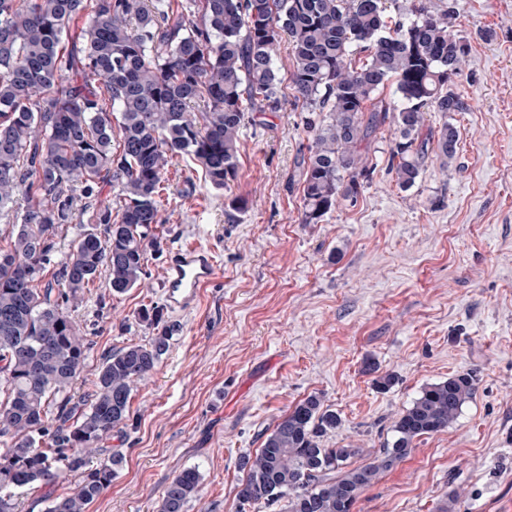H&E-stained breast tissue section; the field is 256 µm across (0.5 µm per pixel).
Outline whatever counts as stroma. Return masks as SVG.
<instances>
[{
  "mask_svg": "<svg viewBox=\"0 0 512 512\" xmlns=\"http://www.w3.org/2000/svg\"><path fill=\"white\" fill-rule=\"evenodd\" d=\"M471 45L452 84L464 109L452 158L428 154L415 185L396 183L393 122L376 133L356 201L302 221L297 163L312 136L287 81L292 45L277 47L282 106L254 113L240 136L238 178L218 190L189 158L170 164L157 246L146 275L112 295L106 275L75 317L90 342L77 401L104 357L142 343L140 309L158 306L172 329L156 373L139 384L130 421L105 441L123 462L88 512H154L183 468L201 490L188 512H284L241 507V456L297 402L317 394L341 424L322 439L368 463L421 389L475 373L473 398L447 430L364 488L354 512H512V0H454ZM244 200L243 210L232 208ZM212 246L213 281L188 312L168 309L163 279L173 241ZM395 378L388 389L380 376Z\"/></svg>",
  "mask_w": 512,
  "mask_h": 512,
  "instance_id": "35a3bbf8",
  "label": "stroma"
}]
</instances>
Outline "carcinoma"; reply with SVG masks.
<instances>
[{"label": "carcinoma", "instance_id": "carcinoma-1", "mask_svg": "<svg viewBox=\"0 0 512 512\" xmlns=\"http://www.w3.org/2000/svg\"><path fill=\"white\" fill-rule=\"evenodd\" d=\"M455 14L423 0H0V218L18 195L27 200L20 223L0 228V512H20L25 492L51 489L69 473L80 475L77 487L48 493L46 512H87L112 485L121 458H94L127 426L135 385L156 372L171 336L159 327V307L144 308L138 320L155 335L108 355L82 408L72 390L90 343L72 311L103 268L114 296L140 285L174 158L197 162L217 189L237 179L241 129L251 113L279 107L282 35L292 43L293 97L312 133L300 183L303 223L315 224L357 198L370 138L387 119L398 131L390 159L402 188L416 183L428 152L456 153L454 125L423 132L426 113L463 111L451 82L470 43ZM81 16L88 28L79 57L63 41ZM390 81L401 104L367 110ZM199 100L205 111L197 113ZM111 181L124 200L115 214L99 200ZM84 213L90 225L49 272L56 236ZM475 392L471 373L423 387L392 440L350 469L358 449L322 447L340 419L310 395L241 457L240 506L285 500L287 512H353L364 488L417 438L452 426ZM200 485L198 468L180 471L156 512H187Z\"/></svg>", "mask_w": 512, "mask_h": 512}]
</instances>
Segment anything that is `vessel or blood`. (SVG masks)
Wrapping results in <instances>:
<instances>
[{"mask_svg":"<svg viewBox=\"0 0 512 512\" xmlns=\"http://www.w3.org/2000/svg\"><path fill=\"white\" fill-rule=\"evenodd\" d=\"M216 265V256L211 248L197 244L172 247L165 266V299L168 307L177 312L194 308L202 289L212 281Z\"/></svg>","mask_w":512,"mask_h":512,"instance_id":"obj_1","label":"vessel or blood"}]
</instances>
